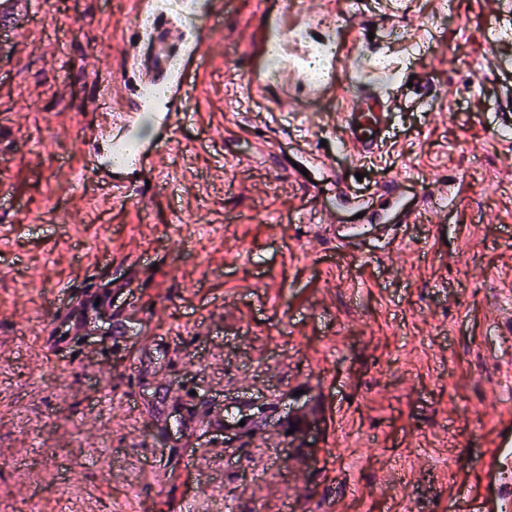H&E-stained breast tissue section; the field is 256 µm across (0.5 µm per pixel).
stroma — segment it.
I'll use <instances>...</instances> for the list:
<instances>
[{"mask_svg":"<svg viewBox=\"0 0 512 512\" xmlns=\"http://www.w3.org/2000/svg\"><path fill=\"white\" fill-rule=\"evenodd\" d=\"M133 2H40L19 52L0 33V512H169L191 493L197 512H448L457 483L481 496L512 407V18L491 0L389 15L297 0L432 86L420 106L389 85L391 135L354 162L336 154L340 94L296 91L284 111L280 89L254 92L270 0H224L188 118L170 141L142 130L161 152L145 179L80 167L84 130L131 105L92 69L124 76ZM393 178L423 213L446 184L444 221L391 224ZM116 281L124 296L45 375L52 295ZM232 408L243 425L215 428ZM279 446L289 470L267 464Z\"/></svg>","mask_w":512,"mask_h":512,"instance_id":"obj_1","label":"stroma"}]
</instances>
